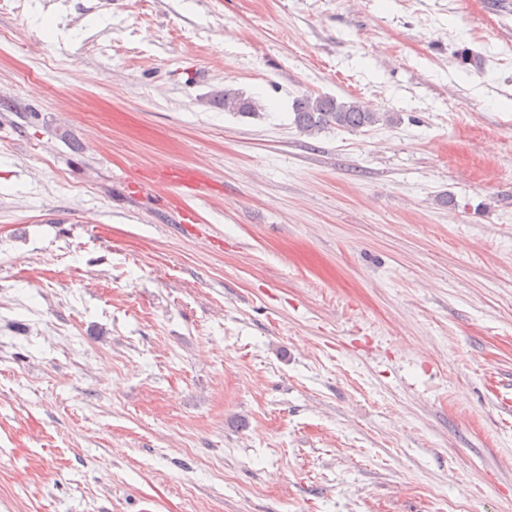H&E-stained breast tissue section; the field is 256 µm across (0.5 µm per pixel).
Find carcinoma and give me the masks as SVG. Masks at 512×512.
Returning <instances> with one entry per match:
<instances>
[{
  "label": "carcinoma",
  "instance_id": "carcinoma-1",
  "mask_svg": "<svg viewBox=\"0 0 512 512\" xmlns=\"http://www.w3.org/2000/svg\"><path fill=\"white\" fill-rule=\"evenodd\" d=\"M213 101L226 112L250 115L262 110V105L243 92L226 87L213 94ZM294 125L303 135L315 136L328 128L360 131L379 123L391 124L394 117L372 111L358 99L342 101L333 96L304 93L293 102Z\"/></svg>",
  "mask_w": 512,
  "mask_h": 512
}]
</instances>
